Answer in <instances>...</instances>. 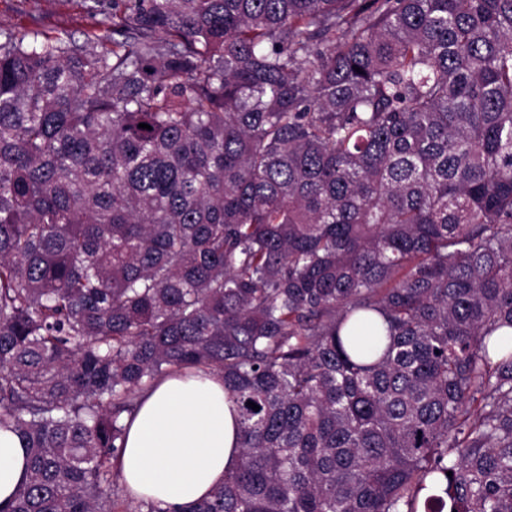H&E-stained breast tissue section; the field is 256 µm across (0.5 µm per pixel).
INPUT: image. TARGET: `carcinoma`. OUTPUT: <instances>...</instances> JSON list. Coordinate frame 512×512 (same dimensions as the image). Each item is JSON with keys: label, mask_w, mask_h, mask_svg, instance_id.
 Masks as SVG:
<instances>
[{"label": "carcinoma", "mask_w": 512, "mask_h": 512, "mask_svg": "<svg viewBox=\"0 0 512 512\" xmlns=\"http://www.w3.org/2000/svg\"><path fill=\"white\" fill-rule=\"evenodd\" d=\"M91 2L0 32V512H512V0ZM186 369L239 463L134 507ZM126 423L124 450L114 463L137 498L195 502L224 482L239 459L236 414L216 372L161 380ZM26 478V449L11 430L0 428V502L10 499Z\"/></svg>", "instance_id": "carcinoma-1"}]
</instances>
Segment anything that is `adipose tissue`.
I'll return each mask as SVG.
<instances>
[{"label":"adipose tissue","mask_w":512,"mask_h":512,"mask_svg":"<svg viewBox=\"0 0 512 512\" xmlns=\"http://www.w3.org/2000/svg\"><path fill=\"white\" fill-rule=\"evenodd\" d=\"M240 455L236 414L215 372L161 380L127 423L124 450L115 466L132 496L181 506L220 485ZM26 478V450L0 428V502Z\"/></svg>","instance_id":"1"}]
</instances>
